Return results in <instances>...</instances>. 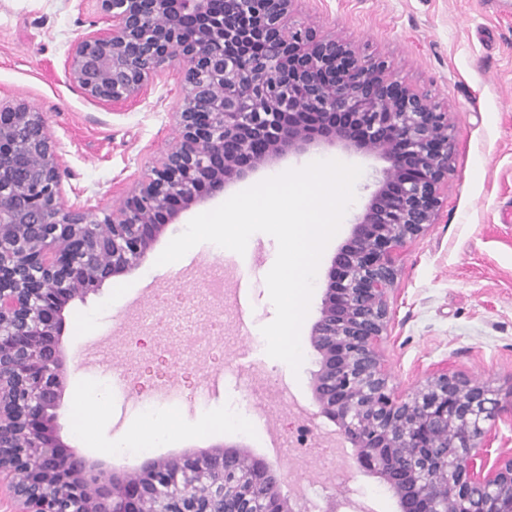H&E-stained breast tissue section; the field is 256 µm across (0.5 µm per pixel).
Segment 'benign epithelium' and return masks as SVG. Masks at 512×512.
I'll list each match as a JSON object with an SVG mask.
<instances>
[{
  "mask_svg": "<svg viewBox=\"0 0 512 512\" xmlns=\"http://www.w3.org/2000/svg\"><path fill=\"white\" fill-rule=\"evenodd\" d=\"M108 27L70 49L66 77L87 97H139L182 63L177 138L98 215L68 203L45 114L0 100V486L15 512H308L239 445L186 449L133 471L71 449L58 410L69 370L66 308L139 267L192 206L287 155L321 144L387 162L331 259L309 340L317 414L336 422L399 512H512V455L486 423L512 403L441 369L397 395L381 350L397 258L436 223L456 149L428 93L309 25L297 0H96Z\"/></svg>",
  "mask_w": 512,
  "mask_h": 512,
  "instance_id": "benign-epithelium-1",
  "label": "benign epithelium"
}]
</instances>
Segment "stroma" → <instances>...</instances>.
<instances>
[{
	"instance_id": "stroma-1",
	"label": "stroma",
	"mask_w": 512,
	"mask_h": 512,
	"mask_svg": "<svg viewBox=\"0 0 512 512\" xmlns=\"http://www.w3.org/2000/svg\"><path fill=\"white\" fill-rule=\"evenodd\" d=\"M292 23H309L362 52L384 57L392 70L447 105L455 127L453 172L435 224L407 243L397 264L390 299L395 320L384 346L389 384L411 394L433 371L478 380L512 391V0H298ZM94 0H0V99L21 98L45 112L63 157L62 181L75 188L94 213L119 205L127 187L149 172L154 159L177 136L173 114L182 99L181 65L172 63L136 100L104 105L90 100L65 77L70 46L85 33L106 27ZM360 166L355 200L327 245L314 282L301 342L299 372L266 353L262 326L275 317L265 276L277 242L253 234L244 255L249 290L245 311L233 300L209 296L206 283L234 280L239 255L209 242L192 248L178 269L156 266L159 252L182 233L192 216L219 206L213 198L184 213L135 270L107 280L65 312L63 347L70 375L59 425L72 449L118 469L140 466V455L91 452L73 435L83 416L112 438L125 423L167 411L157 387L176 393L189 421L224 415L245 404L271 411L263 434L214 431L185 435L153 449L167 456L187 448L240 444L281 475L283 493L298 479L289 443L299 424L310 429L312 467L335 456L326 447L336 424L316 416L311 380L318 357L308 340L319 317L324 275L349 238L355 215L367 202L386 163L375 155L334 146L284 158L276 172L315 160ZM166 316L176 334L163 337L146 313ZM314 420H305V413ZM343 482L315 488L318 512L328 498L368 503L373 512H397L391 492L372 474L343 469Z\"/></svg>"
}]
</instances>
